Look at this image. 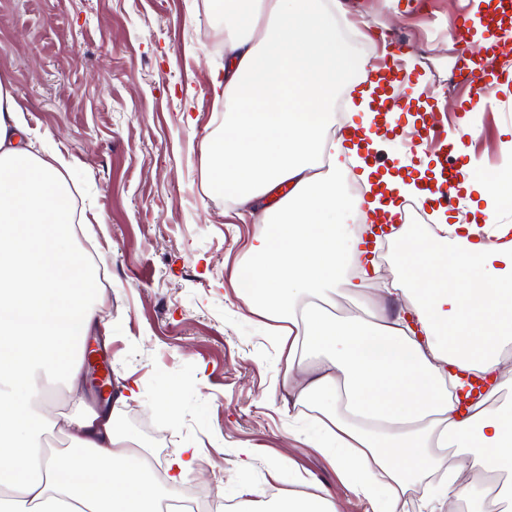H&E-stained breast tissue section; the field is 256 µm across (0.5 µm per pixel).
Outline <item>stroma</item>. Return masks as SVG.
I'll use <instances>...</instances> for the list:
<instances>
[{
    "label": "stroma",
    "mask_w": 512,
    "mask_h": 512,
    "mask_svg": "<svg viewBox=\"0 0 512 512\" xmlns=\"http://www.w3.org/2000/svg\"><path fill=\"white\" fill-rule=\"evenodd\" d=\"M354 51L370 57L387 38L405 43L420 81L415 90L454 108L452 74L461 56L447 29L474 0H349ZM224 64L222 0H0V79L9 80L30 129L48 137L88 223L76 247L109 279L94 298L102 320L91 338L111 358L112 387L133 380L137 396L118 410L128 433L159 470L183 449L198 451L202 487L239 505V485L273 499L289 485L271 477L287 459L302 481L336 491L342 512H372L347 489L319 450L287 441L315 429L313 417L283 406L281 367L263 326L250 318L231 280L237 260L262 230L243 223L222 192L203 179L201 140L224 129V99L212 71ZM467 125L482 135L469 157L491 170L496 146L512 141V98ZM171 392L180 418L158 403ZM105 408L89 378L54 376L38 441L70 448L57 411L82 416ZM254 466L227 480L241 449Z\"/></svg>",
    "instance_id": "1"
}]
</instances>
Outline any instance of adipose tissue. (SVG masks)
<instances>
[{
    "label": "adipose tissue",
    "mask_w": 512,
    "mask_h": 512,
    "mask_svg": "<svg viewBox=\"0 0 512 512\" xmlns=\"http://www.w3.org/2000/svg\"><path fill=\"white\" fill-rule=\"evenodd\" d=\"M224 14L226 60L212 74L224 131L200 151L209 184L261 216L232 279L277 346L285 407L319 412L318 437H288L323 449L372 512H405L408 485L456 449L429 499L459 512L512 464V406L490 404L512 388L502 368L512 349V226L499 221L512 209V177L465 166L471 218L445 226L453 245L410 233L393 284L416 293L412 317L334 313L337 298L361 293L347 275L360 242L349 233L357 204L337 178L344 140L329 130L337 95L354 89L367 60L342 35L340 0H225ZM36 140L0 79V512H161L162 488L194 473L196 449L157 475L144 446L93 411L72 422V446L57 456L40 448L43 421L20 402L34 396L37 374L78 382L74 352L98 317L97 268L71 246L64 161L35 151ZM240 494L242 512H341L323 486L274 500L248 486Z\"/></svg>",
    "instance_id": "obj_1"
}]
</instances>
